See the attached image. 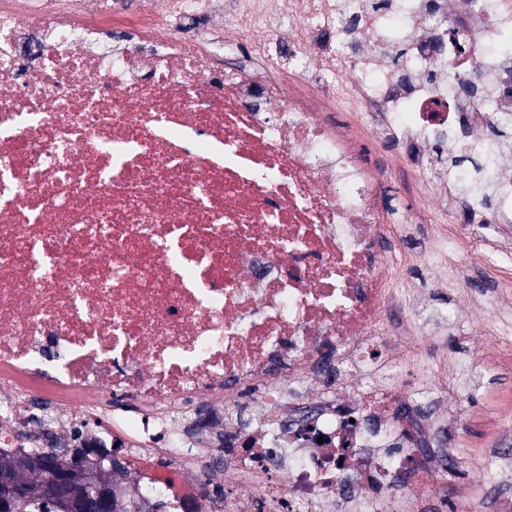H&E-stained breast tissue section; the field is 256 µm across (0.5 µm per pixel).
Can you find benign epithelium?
Masks as SVG:
<instances>
[{
    "instance_id": "obj_1",
    "label": "benign epithelium",
    "mask_w": 512,
    "mask_h": 512,
    "mask_svg": "<svg viewBox=\"0 0 512 512\" xmlns=\"http://www.w3.org/2000/svg\"><path fill=\"white\" fill-rule=\"evenodd\" d=\"M55 481L37 485L16 483L0 474V512H22L33 497L60 499L65 512H111L112 483L107 476L121 461L99 448L65 449Z\"/></svg>"
}]
</instances>
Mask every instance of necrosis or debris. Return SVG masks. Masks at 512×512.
<instances>
[{
  "label": "necrosis or debris",
  "instance_id": "1",
  "mask_svg": "<svg viewBox=\"0 0 512 512\" xmlns=\"http://www.w3.org/2000/svg\"><path fill=\"white\" fill-rule=\"evenodd\" d=\"M214 4L0 0V449L162 458L123 490L173 512H431L473 362L381 246L512 288L448 236L512 224V0ZM412 199V190L409 183L405 178H398L384 197V204L396 215H402L411 207Z\"/></svg>",
  "mask_w": 512,
  "mask_h": 512
}]
</instances>
